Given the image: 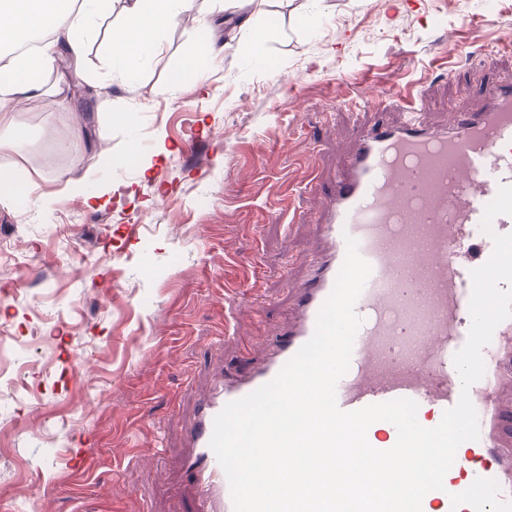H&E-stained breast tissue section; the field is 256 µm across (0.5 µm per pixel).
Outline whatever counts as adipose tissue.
Here are the masks:
<instances>
[{
    "instance_id": "obj_1",
    "label": "adipose tissue",
    "mask_w": 512,
    "mask_h": 512,
    "mask_svg": "<svg viewBox=\"0 0 512 512\" xmlns=\"http://www.w3.org/2000/svg\"><path fill=\"white\" fill-rule=\"evenodd\" d=\"M103 0H0V49L11 48L26 31L50 29L36 51L15 60L16 68L43 72L59 58L80 68L84 43L79 34L91 28ZM194 0H129L121 27L110 35L111 75L132 80L135 63L155 49L154 37L169 27L178 11L189 10Z\"/></svg>"
}]
</instances>
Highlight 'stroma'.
<instances>
[{
    "instance_id": "1",
    "label": "stroma",
    "mask_w": 512,
    "mask_h": 512,
    "mask_svg": "<svg viewBox=\"0 0 512 512\" xmlns=\"http://www.w3.org/2000/svg\"><path fill=\"white\" fill-rule=\"evenodd\" d=\"M123 17L111 0L84 34L79 76L32 74L68 108L22 98L0 123V173L34 185L0 206V512H196L185 430L293 320L356 130L401 122L398 86L439 129L512 75V0H197L128 83ZM132 148L140 164H105Z\"/></svg>"
}]
</instances>
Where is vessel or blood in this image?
I'll list each match as a JSON object with an SVG mask.
<instances>
[{"mask_svg": "<svg viewBox=\"0 0 512 512\" xmlns=\"http://www.w3.org/2000/svg\"><path fill=\"white\" fill-rule=\"evenodd\" d=\"M489 103L474 112L459 97L453 122L439 131L415 111L401 125L358 130L324 210L323 250L293 290L296 320L272 331L262 362L233 369L209 389L187 431L198 512H234L210 447L214 419L227 403L274 379L312 337L349 236L371 273L355 305L362 323L337 384L340 409L410 399L420 424L432 428L468 392L479 438L457 454L443 489L424 496L423 512H512V318L495 329L483 350L485 374L470 389L449 365L471 324L470 272L493 252L492 234L480 227L484 209L501 186L512 185V78L496 85ZM367 439L387 450L397 432L378 421Z\"/></svg>", "mask_w": 512, "mask_h": 512, "instance_id": "b4317fda", "label": "vessel or blood"}]
</instances>
